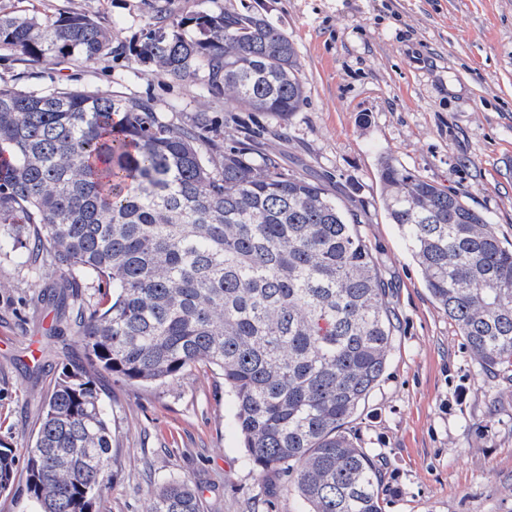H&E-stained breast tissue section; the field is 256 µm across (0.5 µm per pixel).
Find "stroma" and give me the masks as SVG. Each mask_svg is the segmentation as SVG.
<instances>
[{
	"label": "stroma",
	"mask_w": 512,
	"mask_h": 512,
	"mask_svg": "<svg viewBox=\"0 0 512 512\" xmlns=\"http://www.w3.org/2000/svg\"><path fill=\"white\" fill-rule=\"evenodd\" d=\"M154 0H0V11L84 13L124 53L93 65L28 61L0 48V83H63L148 96L174 124L209 112L203 139L231 146L250 130L287 168L335 192L388 270L400 330L351 437L381 464L386 512H512V375L482 369L431 299L396 225L377 168L388 156L455 191L512 243V0H171L173 14L262 12L287 30L307 102L288 126L173 82L132 53ZM0 260V443L24 450L63 367L87 365L76 313L105 300L97 279ZM112 465L96 512H147L163 481H189L203 512H306L286 478L259 474L234 424V399L204 367L167 385L97 371Z\"/></svg>",
	"instance_id": "1"
}]
</instances>
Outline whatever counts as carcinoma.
Masks as SVG:
<instances>
[{
	"label": "carcinoma",
	"instance_id": "1",
	"mask_svg": "<svg viewBox=\"0 0 512 512\" xmlns=\"http://www.w3.org/2000/svg\"><path fill=\"white\" fill-rule=\"evenodd\" d=\"M0 48L30 61L114 53L112 30L78 12L0 13ZM135 56L283 126L306 98L295 43L262 13L177 17L159 2ZM210 126L205 111L175 125L148 97L0 84V256L112 289L79 309L90 368L63 369L43 398L27 493L39 512H92L108 482L112 431L91 370L154 385L202 365L234 396L253 468L286 476L307 512H385L383 470L345 429L388 367L391 278L324 184L249 132L205 146ZM379 180L389 223L473 359L512 371V244L455 192L389 158ZM19 224L32 232L20 237ZM17 464L0 445V492ZM149 512H201L199 494L166 481Z\"/></svg>",
	"mask_w": 512,
	"mask_h": 512
}]
</instances>
